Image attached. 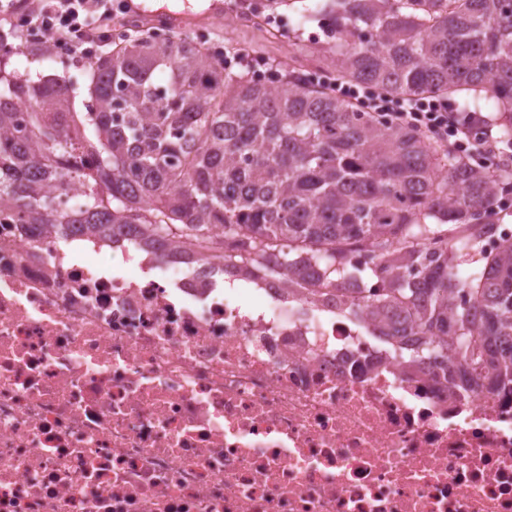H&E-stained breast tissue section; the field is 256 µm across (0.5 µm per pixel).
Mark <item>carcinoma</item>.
<instances>
[{
    "instance_id": "cac0c4a2",
    "label": "carcinoma",
    "mask_w": 512,
    "mask_h": 512,
    "mask_svg": "<svg viewBox=\"0 0 512 512\" xmlns=\"http://www.w3.org/2000/svg\"><path fill=\"white\" fill-rule=\"evenodd\" d=\"M329 2L336 33L305 48L316 67L489 112L512 144V0ZM299 42L261 82L245 46L227 49L233 69L204 41L135 33L85 70L87 112L69 80L0 74V211L102 234L142 224L144 244L183 237L219 266L231 259L224 238H238L247 265L290 281L313 266L340 294L373 278L380 287L349 300L389 336L428 337L408 365L457 349L460 392L480 376L512 390V242L483 246L512 163L479 164L294 76ZM41 172L56 175L54 190L40 189ZM73 181L88 189L75 211L61 199ZM346 245L376 263L349 265ZM465 260L476 267L461 279Z\"/></svg>"
}]
</instances>
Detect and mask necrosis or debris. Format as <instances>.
<instances>
[{
  "label": "necrosis or debris",
  "instance_id": "4bbe7bcc",
  "mask_svg": "<svg viewBox=\"0 0 512 512\" xmlns=\"http://www.w3.org/2000/svg\"><path fill=\"white\" fill-rule=\"evenodd\" d=\"M307 288L0 215V512H512V391Z\"/></svg>",
  "mask_w": 512,
  "mask_h": 512
}]
</instances>
